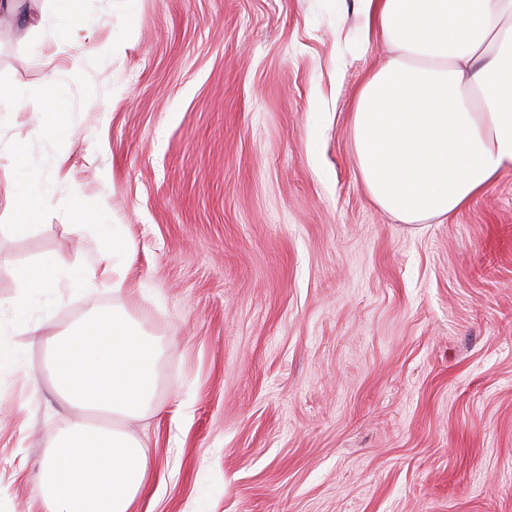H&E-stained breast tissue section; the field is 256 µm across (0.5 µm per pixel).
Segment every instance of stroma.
Listing matches in <instances>:
<instances>
[{
	"label": "stroma",
	"instance_id": "1",
	"mask_svg": "<svg viewBox=\"0 0 512 512\" xmlns=\"http://www.w3.org/2000/svg\"><path fill=\"white\" fill-rule=\"evenodd\" d=\"M26 8L40 32L0 14V512H44L72 415L51 338L118 304L160 347L136 512H512V169L442 222L372 200L351 114L388 47L360 0H86L64 31ZM15 143L44 200L23 236ZM104 224L119 295L71 286ZM48 255L17 327L11 268Z\"/></svg>",
	"mask_w": 512,
	"mask_h": 512
}]
</instances>
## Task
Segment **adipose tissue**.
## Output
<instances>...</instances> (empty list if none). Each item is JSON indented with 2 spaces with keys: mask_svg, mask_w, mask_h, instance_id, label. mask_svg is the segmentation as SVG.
Returning a JSON list of instances; mask_svg holds the SVG:
<instances>
[{
  "mask_svg": "<svg viewBox=\"0 0 512 512\" xmlns=\"http://www.w3.org/2000/svg\"><path fill=\"white\" fill-rule=\"evenodd\" d=\"M392 52L362 84L354 149L372 199L405 224L455 215L512 167V0H363ZM157 352L125 310L96 313L51 354L68 421L39 477L45 512H134L150 467L130 429L154 394Z\"/></svg>",
  "mask_w": 512,
  "mask_h": 512,
  "instance_id": "ef3b65f1",
  "label": "adipose tissue"
}]
</instances>
